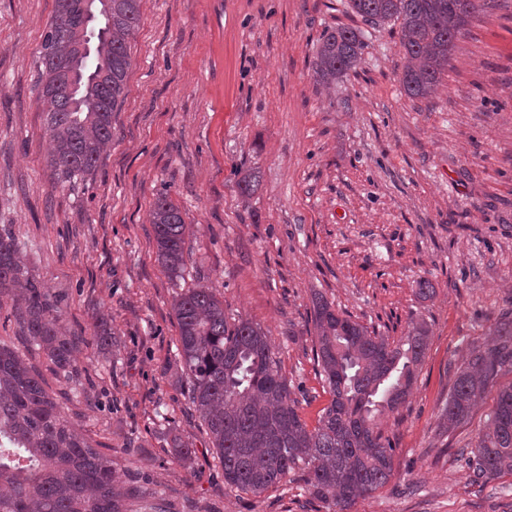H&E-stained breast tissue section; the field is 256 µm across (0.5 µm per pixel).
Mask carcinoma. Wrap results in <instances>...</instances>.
<instances>
[{
  "label": "carcinoma",
  "mask_w": 512,
  "mask_h": 512,
  "mask_svg": "<svg viewBox=\"0 0 512 512\" xmlns=\"http://www.w3.org/2000/svg\"><path fill=\"white\" fill-rule=\"evenodd\" d=\"M55 0L38 55L39 94L53 143L48 166L60 184L90 174L112 143V113L124 99L130 44L140 27L141 0H112V16L83 27L76 10ZM353 13L372 25L400 24L402 86L412 99L440 83L455 41L487 0H349ZM90 55L76 59L80 43ZM366 43L361 31L326 29L313 63L318 84L329 88L357 67ZM258 172L241 173L237 187L248 199ZM159 263L171 278L191 277L186 224L166 193L152 204ZM12 302L19 332L69 380L80 377L77 337L62 324L59 300L17 257V242L0 228V300ZM178 355L189 382V400L224 467V483L259 496L299 470L309 494L328 512H346L357 499L385 487L393 475V447L380 418L410 394L429 346V330L412 327L398 340L338 312L318 297L313 305L314 360L331 396L318 425L307 428L299 400L281 374L262 328L244 318L230 323L213 289L195 283L173 302ZM496 339L470 349L455 372L443 415L448 428L465 423L504 369L512 371V316L493 330ZM93 341L107 350L112 328L94 323ZM487 483L512 475V385L501 389L475 444L457 450ZM125 472L112 457L79 436L42 376L21 354L0 345V512H128Z\"/></svg>",
  "instance_id": "carcinoma-1"
}]
</instances>
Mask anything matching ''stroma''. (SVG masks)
<instances>
[{
    "label": "stroma",
    "mask_w": 512,
    "mask_h": 512,
    "mask_svg": "<svg viewBox=\"0 0 512 512\" xmlns=\"http://www.w3.org/2000/svg\"><path fill=\"white\" fill-rule=\"evenodd\" d=\"M54 0H0V226L83 333L80 381L55 372L0 303V341L35 365L76 430L163 493L171 512H326L299 475L255 496L229 488L187 400L172 301L150 208L160 193L188 226L189 264L228 319L268 334L315 427L329 402L313 360L312 298L399 339L430 329L407 402L381 419L393 476L348 512H512V476L472 482L454 451L471 441L512 372L448 429L449 364L491 342L512 312V0L473 18L439 86L401 84L400 28L348 0H141L112 143L75 187L55 184L35 59ZM361 29L360 64L333 89L313 77L325 28ZM259 185L241 198L238 173ZM434 293L417 294L419 280ZM107 319L113 344L90 338ZM193 448L173 454L174 439ZM416 494H404L409 482Z\"/></svg>",
    "instance_id": "1"
}]
</instances>
